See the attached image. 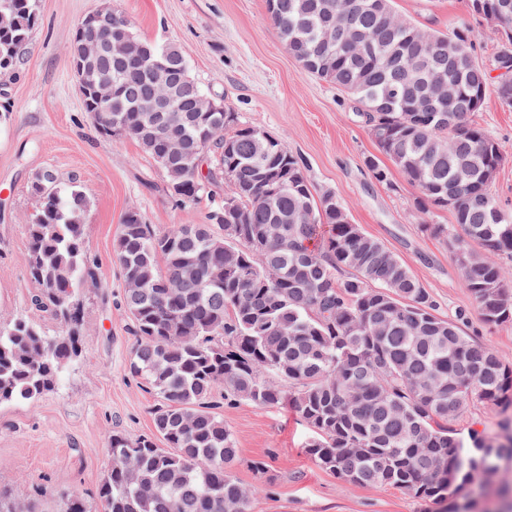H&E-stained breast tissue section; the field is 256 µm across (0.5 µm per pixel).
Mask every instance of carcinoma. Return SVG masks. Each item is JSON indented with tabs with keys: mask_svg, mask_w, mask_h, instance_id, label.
<instances>
[{
	"mask_svg": "<svg viewBox=\"0 0 512 512\" xmlns=\"http://www.w3.org/2000/svg\"><path fill=\"white\" fill-rule=\"evenodd\" d=\"M269 10L290 53L308 74L350 95L372 118L379 155L365 166L387 180L381 158L416 188V209L447 210L461 232L449 240L464 269L482 321H512V267L487 252L512 256V212L491 192L512 151L475 123L486 98L512 108V0H468L469 14L497 35L495 83L475 53L469 25L427 32L401 17L393 0H274ZM342 21L370 41L359 55L323 29ZM36 25L34 0H0V74H10ZM112 30L173 61L169 131L209 156L176 175L162 165L160 138L140 129L130 96L149 90L144 69L114 59L86 74L84 108L109 79L125 88L112 98V118L124 125L96 128L102 136L135 139L159 165L167 192L194 201L205 183H224V204L248 223H226L219 209L210 224H178L157 232L128 210L115 240L124 283L122 305L136 339L130 372L155 392V433L110 439L111 467L98 488L103 512H248L249 496L229 471L236 442L217 416L216 395L261 407L288 400L307 423V453L324 470L357 485L388 486L424 503L441 504L451 488L479 480L512 455L483 433L455 422L467 404L512 409V364L493 347L440 317L437 302L409 267L357 224L347 223L336 196L318 194L303 160L288 144L268 143L223 111L224 137L200 142L207 125L189 121L195 92L181 85L182 52L134 35L130 19L112 14ZM450 41L460 57L443 54ZM448 84L451 122L417 109L432 81ZM41 206L27 225L28 271L37 289L30 305L64 324L48 336L27 320L0 326V406L53 391L78 352L82 317L75 281L93 279L83 240L87 197L77 182L61 187L51 171L28 186ZM308 204L315 222L297 221ZM162 439L165 447L157 444Z\"/></svg>",
	"mask_w": 512,
	"mask_h": 512,
	"instance_id": "obj_1",
	"label": "carcinoma"
}]
</instances>
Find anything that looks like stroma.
<instances>
[{"instance_id":"obj_1","label":"stroma","mask_w":512,"mask_h":512,"mask_svg":"<svg viewBox=\"0 0 512 512\" xmlns=\"http://www.w3.org/2000/svg\"><path fill=\"white\" fill-rule=\"evenodd\" d=\"M468 0H394L418 26L448 32L467 20ZM110 8L135 32L177 46L202 90L240 124L287 143L316 191L329 190L352 223L382 241L435 298L441 317L466 315L464 331L512 362V323L482 321L445 235L450 212L419 213L413 187L395 166L376 181L364 165L376 146L355 100L306 74L285 48L267 0H36L37 24L12 77H0V325L26 317L51 336L56 321L31 310L26 226L40 204L28 191L37 171L60 183L77 179L87 196L84 252L97 275L79 285V353L54 391L0 406V490L39 512H65L78 498L103 512L97 491L111 463L109 438L154 432L157 397L129 372L135 338L121 299L124 282L113 252L129 209L164 232L205 224L222 190L179 202L166 177L132 138L99 135L85 111L69 63L78 21ZM238 458L231 472L250 494L249 512H437L390 487L359 486L323 470L306 451L310 430L284 404L221 402ZM502 463L487 476L474 512H512V480Z\"/></svg>"}]
</instances>
